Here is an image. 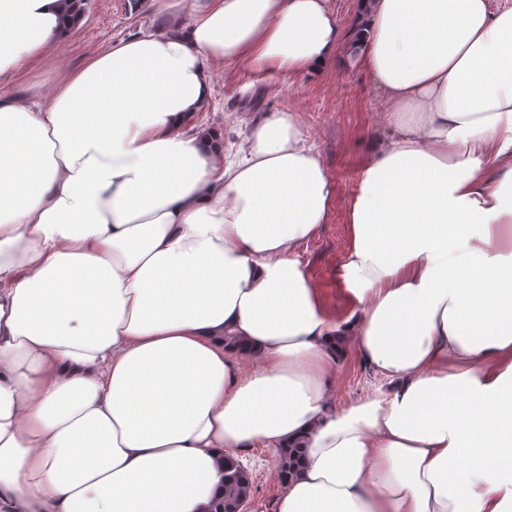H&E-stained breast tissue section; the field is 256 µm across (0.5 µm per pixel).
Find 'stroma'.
Masks as SVG:
<instances>
[{
  "label": "stroma",
  "mask_w": 512,
  "mask_h": 512,
  "mask_svg": "<svg viewBox=\"0 0 512 512\" xmlns=\"http://www.w3.org/2000/svg\"><path fill=\"white\" fill-rule=\"evenodd\" d=\"M134 5L135 0H91L81 26L56 57L24 65L9 83H0V90L37 83L43 95H50L53 75L60 67H75L113 39L138 29L166 25V18L135 11ZM213 80L215 98L200 122L221 130L225 145L238 144L256 121L272 112L283 108L299 112L335 188L328 220L302 248L300 259L327 307L343 311L345 301L336 284V266L348 244L346 206L358 190L368 145L390 134L384 121V102L370 75L361 64L351 63L300 83L246 68L228 72L219 65ZM378 384L371 369L355 355H348L336 371L333 404L343 407L373 393ZM276 456V450L259 446L246 457L244 465L254 478L253 502L269 503L279 494Z\"/></svg>",
  "instance_id": "35a3bbf8"
}]
</instances>
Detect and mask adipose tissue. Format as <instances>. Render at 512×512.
<instances>
[{
  "label": "adipose tissue",
  "mask_w": 512,
  "mask_h": 512,
  "mask_svg": "<svg viewBox=\"0 0 512 512\" xmlns=\"http://www.w3.org/2000/svg\"><path fill=\"white\" fill-rule=\"evenodd\" d=\"M75 0H0V79L75 32ZM51 99L0 93V512H208L225 453L301 443L272 512H512V5L143 0ZM391 135L348 202L325 309L300 251L334 185L297 112L226 157L193 119L212 66L349 60ZM247 343L244 370L225 344ZM385 382L331 401L347 346Z\"/></svg>",
  "instance_id": "obj_1"
}]
</instances>
